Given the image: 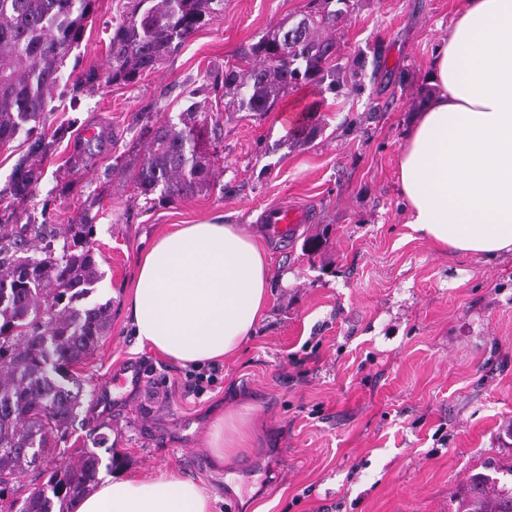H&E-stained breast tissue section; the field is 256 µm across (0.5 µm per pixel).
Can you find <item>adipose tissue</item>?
<instances>
[{"label": "adipose tissue", "instance_id": "ef3b65f1", "mask_svg": "<svg viewBox=\"0 0 512 512\" xmlns=\"http://www.w3.org/2000/svg\"><path fill=\"white\" fill-rule=\"evenodd\" d=\"M435 92L399 156L406 223L440 248L512 253V0H463L438 50ZM270 294L269 260L236 224H184L138 256L132 326L140 345L184 365L218 362L252 336ZM251 419L211 423L220 459L246 447ZM201 485L168 470L106 480L76 512H215Z\"/></svg>", "mask_w": 512, "mask_h": 512}]
</instances>
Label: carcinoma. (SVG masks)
<instances>
[{"label": "carcinoma", "mask_w": 512, "mask_h": 512, "mask_svg": "<svg viewBox=\"0 0 512 512\" xmlns=\"http://www.w3.org/2000/svg\"><path fill=\"white\" fill-rule=\"evenodd\" d=\"M96 0H0V144L23 137L29 155L46 153L44 119L59 88L66 54L77 46ZM358 0H307L303 11L268 30L224 67L226 105L263 115L304 85L339 88L332 33ZM224 12V0H127L112 28L106 75L88 70L77 84L101 78L131 84L152 71L197 30ZM148 142L131 171L138 195L164 203L210 185L207 146L218 143L198 113L146 129ZM40 167L22 162L9 187L23 201L35 192ZM93 219L62 232L27 238L0 234V501L37 462L53 452L82 404L83 387L70 368L91 356L109 327L111 302L84 303L102 278L89 245ZM101 459L84 451L76 461L45 470L47 480L15 512H74L99 483ZM467 512H512V486L484 473L471 476Z\"/></svg>", "instance_id": "carcinoma-1"}]
</instances>
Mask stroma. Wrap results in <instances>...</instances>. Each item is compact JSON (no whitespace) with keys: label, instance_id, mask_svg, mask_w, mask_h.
Segmentation results:
<instances>
[{"label":"stroma","instance_id":"35a3bbf8","mask_svg":"<svg viewBox=\"0 0 512 512\" xmlns=\"http://www.w3.org/2000/svg\"><path fill=\"white\" fill-rule=\"evenodd\" d=\"M304 3L224 0L217 20L138 83L59 87L46 130L66 134L52 140L33 196L0 218L27 235L95 219L103 278L92 299L111 302L112 321L76 367L84 398L57 450L66 460L96 449L104 479L178 470L216 497V512H457L471 474L512 462V255L488 262L413 233L398 161L462 0H360L336 32L341 56L356 63L339 91L304 86L260 117L226 109L217 92L192 97ZM123 4L97 0L63 73L107 69ZM195 100L221 130L212 184L146 203L115 160L141 159L139 121L178 122ZM298 111L322 131L292 147L283 115ZM104 124L114 145L91 166L75 162V137ZM284 198L316 217L285 242L258 222ZM206 222L241 225L269 255L271 294L252 339L197 395L191 367L137 344L129 301L140 251L176 225ZM315 234L320 249L305 251ZM132 362L145 366L143 382L102 407L113 372ZM241 406L255 420L250 446L218 461L206 444L211 421Z\"/></svg>","mask_w":512,"mask_h":512}]
</instances>
